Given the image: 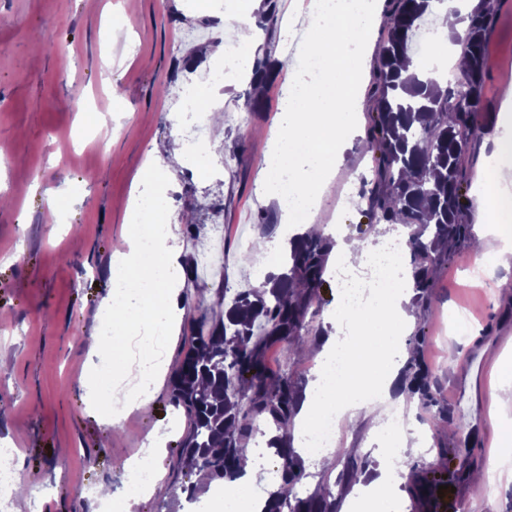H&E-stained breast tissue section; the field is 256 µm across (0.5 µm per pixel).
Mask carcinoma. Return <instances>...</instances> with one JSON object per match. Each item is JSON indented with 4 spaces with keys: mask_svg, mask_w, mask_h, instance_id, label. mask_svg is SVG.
Wrapping results in <instances>:
<instances>
[{
    "mask_svg": "<svg viewBox=\"0 0 512 512\" xmlns=\"http://www.w3.org/2000/svg\"><path fill=\"white\" fill-rule=\"evenodd\" d=\"M393 2L380 55L381 96L367 140V148L380 153L368 211L379 223L410 229L413 288L423 298L432 288L433 270L459 253L470 235V225L461 220L463 162L480 134L476 116L482 111L485 38L493 18L483 3L462 18L466 36L457 43L468 67L443 86L431 73L401 66L410 59V44L433 0ZM270 75L268 58H257L253 84L266 83ZM331 250L332 243L318 233L294 236L286 272L269 274L260 287L237 293L224 317L194 336L171 380V400L190 421L180 452L189 471L229 488L258 419L277 430L292 426L302 389L267 370L266 352L305 339L302 331L318 301ZM404 373L413 391L436 403L424 364L412 358ZM278 441L280 484L271 493L274 507L264 512H337L334 499L297 497L303 470L291 433Z\"/></svg>",
    "mask_w": 512,
    "mask_h": 512,
    "instance_id": "obj_1",
    "label": "carcinoma"
}]
</instances>
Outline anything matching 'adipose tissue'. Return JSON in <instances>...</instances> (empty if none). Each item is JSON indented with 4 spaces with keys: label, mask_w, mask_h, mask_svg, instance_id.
Segmentation results:
<instances>
[{
    "label": "adipose tissue",
    "mask_w": 512,
    "mask_h": 512,
    "mask_svg": "<svg viewBox=\"0 0 512 512\" xmlns=\"http://www.w3.org/2000/svg\"><path fill=\"white\" fill-rule=\"evenodd\" d=\"M336 9L339 19L328 18L320 0H313L307 15L313 39L306 52L334 71L336 85L341 88L359 70L361 59L356 56L339 60V44L359 41L379 17L366 0H336ZM363 108L360 101L352 104L325 97L304 80L296 79L290 84L280 126L285 136L279 139L278 150L271 155L268 171L261 179L263 196L277 204L282 223L297 226L303 213L317 212L318 198L306 186L316 176L330 175L336 154ZM296 141L311 145L312 153L296 154L292 149ZM163 209L164 203L159 199L141 204L125 236L128 249L114 258L112 289L101 305L102 312L112 316V346L118 368L140 382L131 404L142 410L161 391L166 369L163 362L150 355L138 357L128 353L130 330L139 324L150 326L159 322L166 333H173L182 313L178 290L186 278V270L178 261L177 227L161 223ZM412 286L411 270L402 268L400 278L389 280L384 294L376 297L363 313L362 334L349 338L344 337L342 330L349 314L344 299H337L328 318L331 329L319 350L324 362L341 356L351 365L364 352L396 339L398 327L408 326L411 320L407 305ZM333 413L340 417L364 414L372 421L371 432L386 438L378 467L363 484L359 499L349 501V508L353 510L363 501L371 512H401V502L391 488L401 480L397 463L408 451L407 440L401 430L382 421L374 405L357 396L351 375L331 383L321 374L311 382L295 416L293 446L297 453H307L313 445L317 424ZM257 485V471L251 462H244L242 474L233 482L232 493L224 504L225 512H263L269 498L257 496Z\"/></svg>",
    "instance_id": "adipose-tissue-1"
}]
</instances>
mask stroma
I'll return each mask as SVG.
<instances>
[{
    "mask_svg": "<svg viewBox=\"0 0 512 512\" xmlns=\"http://www.w3.org/2000/svg\"><path fill=\"white\" fill-rule=\"evenodd\" d=\"M239 0H0V443L17 448L24 496L0 503V512H102L108 490L116 512H186L185 487L196 474L181 468L180 444L189 421L162 388L148 411L130 409L110 422L108 400L88 391L98 378L99 359L88 352L100 327L101 303L112 287V258L135 199L155 185L146 175L177 139L178 89L204 84L205 68L185 69L183 59L199 45L211 60L226 48L220 20ZM277 21L259 31L258 44L273 64L259 104L241 110L253 93L250 72L220 92L224 123L213 146L224 159L220 179H199L200 164L185 156L164 179L180 224L177 244L188 275L180 290L184 313L166 340L164 358L175 369L200 320L215 321L222 302L254 284L253 247L258 228L269 242L282 228L264 227L276 216L262 197L260 180L280 125L290 79L303 75L304 55L294 52L284 28L306 30V0H265ZM386 25L364 41L358 92L376 98L380 48ZM512 85V0H494L487 35L482 129L466 156L467 195L462 213L477 221L482 202L478 171L491 163L502 91ZM369 113H360L353 134L336 159L332 178L314 217L342 225L347 240L374 243L393 225L371 219L362 198L375 174V155L364 150ZM224 228V276L197 267L202 244L215 226ZM495 232L471 234L462 255L444 262L426 303L414 306L411 331L425 340L420 355L432 373L437 402L406 394L408 423L431 435L428 451L403 458L404 472L417 469L443 485L430 512H512V298L499 296L497 282L512 269L478 264L474 253L495 249ZM469 314L465 332L454 328L457 310ZM448 413L451 438L435 435V415ZM163 452L164 478L133 506H126L130 477L123 467L150 440ZM378 443L366 422L345 420L331 466L302 456L300 497L330 493L338 502L358 490L345 478L350 463L376 466ZM503 465L487 476L488 490L471 492V472L491 457Z\"/></svg>",
    "mask_w": 512,
    "mask_h": 512,
    "instance_id": "obj_1",
    "label": "stroma"
}]
</instances>
